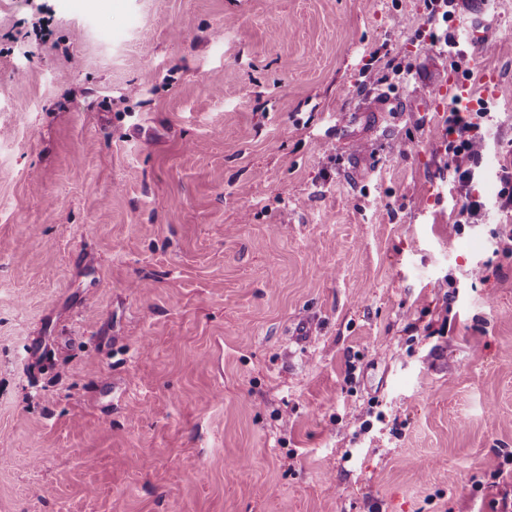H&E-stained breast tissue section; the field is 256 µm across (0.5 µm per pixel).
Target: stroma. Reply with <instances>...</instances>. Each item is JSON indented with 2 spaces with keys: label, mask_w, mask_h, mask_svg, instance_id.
Masks as SVG:
<instances>
[{
  "label": "stroma",
  "mask_w": 512,
  "mask_h": 512,
  "mask_svg": "<svg viewBox=\"0 0 512 512\" xmlns=\"http://www.w3.org/2000/svg\"><path fill=\"white\" fill-rule=\"evenodd\" d=\"M485 19L458 234L424 0H0V512L512 504V0Z\"/></svg>",
  "instance_id": "obj_1"
}]
</instances>
